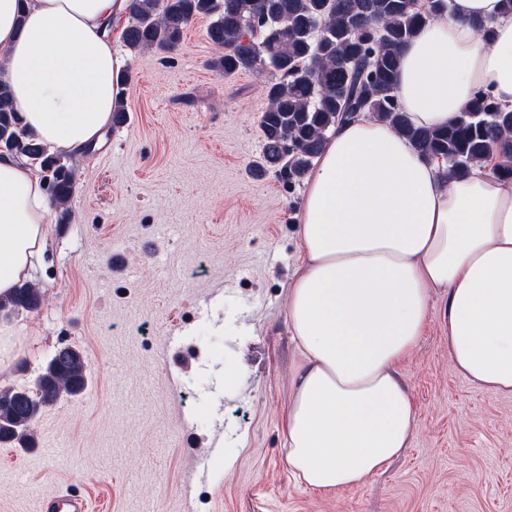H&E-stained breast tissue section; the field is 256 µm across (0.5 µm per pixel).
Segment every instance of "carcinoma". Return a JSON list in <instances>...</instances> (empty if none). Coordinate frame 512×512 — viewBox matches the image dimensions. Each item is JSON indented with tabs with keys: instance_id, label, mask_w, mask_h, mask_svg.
Here are the masks:
<instances>
[{
	"instance_id": "1",
	"label": "carcinoma",
	"mask_w": 512,
	"mask_h": 512,
	"mask_svg": "<svg viewBox=\"0 0 512 512\" xmlns=\"http://www.w3.org/2000/svg\"><path fill=\"white\" fill-rule=\"evenodd\" d=\"M442 7L444 0H427L422 10L406 0H132L123 40L133 50L171 52L190 19L210 17L206 36L224 50L210 66L226 77L256 69L249 47L262 46L265 66L278 75L265 88L263 163L282 165L290 181L307 173L336 125L363 112L387 121L425 156L444 161L452 175L499 147L512 151V110L479 91L453 125L408 123L395 97L399 51ZM310 59L317 61L314 77L299 69ZM0 151L41 160L51 172L49 192L60 206V222H69L75 169L26 130L2 83ZM41 301V291L23 283L0 298V311L33 312ZM86 382L81 351L66 345L46 363L34 389L0 390V443L29 447L42 409L64 395H80Z\"/></svg>"
}]
</instances>
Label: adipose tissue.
Returning <instances> with one entry per match:
<instances>
[{"instance_id": "obj_1", "label": "adipose tissue", "mask_w": 512, "mask_h": 512, "mask_svg": "<svg viewBox=\"0 0 512 512\" xmlns=\"http://www.w3.org/2000/svg\"><path fill=\"white\" fill-rule=\"evenodd\" d=\"M130 0H0V82L26 129L63 154L112 123ZM493 31L483 40L473 27ZM512 109V14L448 0L401 50L396 92L416 127L458 121L477 91ZM489 162L448 175L387 122L340 124L310 174L288 323L285 462L311 490L355 489L400 457L418 422L399 373L448 297V356L475 386L512 394V180ZM57 205L25 159L0 153V295L39 263Z\"/></svg>"}]
</instances>
